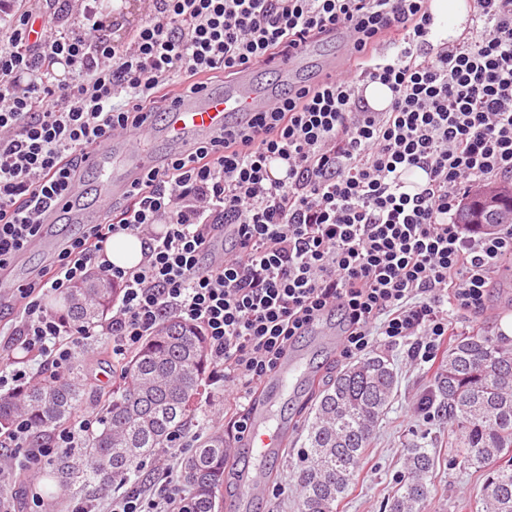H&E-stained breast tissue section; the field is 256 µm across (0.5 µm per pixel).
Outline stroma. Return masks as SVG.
<instances>
[{"label": "stroma", "instance_id": "obj_1", "mask_svg": "<svg viewBox=\"0 0 512 512\" xmlns=\"http://www.w3.org/2000/svg\"><path fill=\"white\" fill-rule=\"evenodd\" d=\"M486 333L503 335V326L512 320V261L503 262L490 290L484 315ZM335 321H328L304 336L297 344L313 363L310 378L301 384L299 396H283L272 408L273 421L287 420L288 429L282 434L281 453L277 464L265 473L267 486H282L280 496L269 493L246 500L236 474L244 464L241 455H228L225 465L224 488L220 493L221 506L244 503L248 512H298L300 490L296 471L303 455V434L307 419L314 413L319 392L342 370L336 360L333 337L337 335ZM109 337L95 336L77 353L84 376L95 388L87 396L90 405H100L102 395L121 386L118 373L112 370L107 351ZM374 354L387 358L397 373L399 385L395 400L376 430L362 460L361 468L350 494L341 503L339 512H384L383 505L391 498L405 473L408 445L427 443L436 454L431 496L426 512H476L484 477L482 473L463 468L456 459V449L449 439L455 438L454 424L427 419L419 405L434 383L435 370L408 359L405 347L377 344Z\"/></svg>", "mask_w": 512, "mask_h": 512}]
</instances>
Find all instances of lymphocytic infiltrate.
Masks as SVG:
<instances>
[{
	"instance_id": "obj_1",
	"label": "lymphocytic infiltrate",
	"mask_w": 512,
	"mask_h": 512,
	"mask_svg": "<svg viewBox=\"0 0 512 512\" xmlns=\"http://www.w3.org/2000/svg\"><path fill=\"white\" fill-rule=\"evenodd\" d=\"M152 3L118 38L110 13L87 0H25L0 36V269L40 236L87 150L140 131L161 92L232 77L341 28L356 63L147 172L112 203L109 223L69 241L18 290L6 334L30 362L1 371L0 390L40 368L60 376L94 335L111 337L123 366L171 316L203 331L242 434L265 376L331 317L342 359L382 340L434 364L459 318L483 315L512 257L511 224L454 220L462 198L512 181V0H474L470 32L436 46L427 0ZM46 14L54 26L30 41ZM366 80L391 90L385 109L369 105ZM119 234L144 242L134 268L106 258ZM92 270L120 287L112 317L64 328L44 296ZM100 422L83 409L35 448L19 420L0 448L22 451L29 470L86 445ZM187 496L169 474L149 494L118 495L112 512H180Z\"/></svg>"
}]
</instances>
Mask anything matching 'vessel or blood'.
I'll list each match as a JSON object with an SVG mask.
<instances>
[{
    "label": "vessel or blood",
    "instance_id": "obj_1",
    "mask_svg": "<svg viewBox=\"0 0 512 512\" xmlns=\"http://www.w3.org/2000/svg\"><path fill=\"white\" fill-rule=\"evenodd\" d=\"M316 46V41L311 39L276 59L273 69L278 83L300 85L302 71L314 58ZM259 72V66L252 65L238 69L224 84L165 96L149 116L145 134L123 133L95 145L84 166L99 176L96 189L99 202L124 195L143 172L162 167L164 159L156 154L152 141H165L181 153L190 144L230 132L242 118L269 111L278 95L275 85L259 79ZM75 182L73 192L60 202V209L68 210L79 224L103 222V212H92L87 207L83 177H76ZM302 367L296 353H289L265 382L267 402H276L285 393L293 392L299 385ZM281 432V427L271 425L269 414L262 410L255 412L248 434V452L253 463L243 482L247 494L264 493L265 470L280 454Z\"/></svg>",
    "mask_w": 512,
    "mask_h": 512
}]
</instances>
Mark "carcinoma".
Returning a JSON list of instances; mask_svg holds the SVG:
<instances>
[{"label": "carcinoma", "instance_id": "cac0c4a2", "mask_svg": "<svg viewBox=\"0 0 512 512\" xmlns=\"http://www.w3.org/2000/svg\"><path fill=\"white\" fill-rule=\"evenodd\" d=\"M475 204L463 199L456 223H472ZM118 295V285L93 274L58 299L57 313L68 328H92L107 320ZM211 365L207 340L196 325L175 317L163 321L126 361L124 372L133 383L112 389L101 424L84 448L86 460L64 452L39 472L46 500L70 494L86 501L88 488L105 472L115 485L138 478L139 461L152 458L196 419ZM397 386L390 362L375 355L342 369L322 391L307 424L297 476L299 512H337ZM87 393L75 363L62 378L0 395V430L20 416L31 425L33 443L44 444L80 410ZM428 402L456 423L459 463L485 473L477 512H512V344L502 336H459L442 359ZM226 457L224 434L217 432L197 441L182 459L180 478L189 490L182 512H215ZM434 465L431 449L408 446L407 477L386 503L387 512H425Z\"/></svg>", "mask_w": 512, "mask_h": 512}]
</instances>
